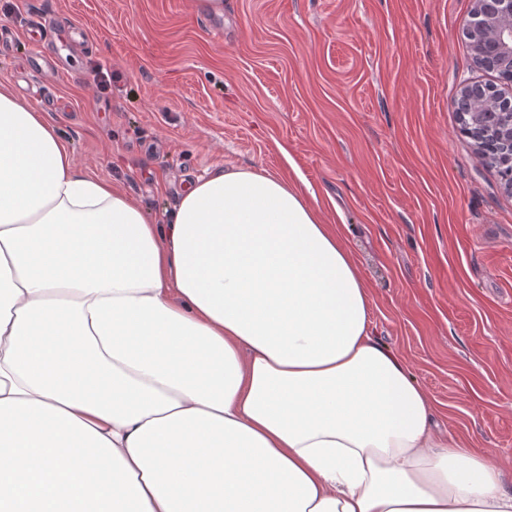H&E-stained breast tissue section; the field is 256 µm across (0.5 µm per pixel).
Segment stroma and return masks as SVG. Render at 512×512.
<instances>
[{"label": "stroma", "instance_id": "obj_1", "mask_svg": "<svg viewBox=\"0 0 512 512\" xmlns=\"http://www.w3.org/2000/svg\"><path fill=\"white\" fill-rule=\"evenodd\" d=\"M473 0H0V83L157 223L218 166L296 183L439 429L512 485V194L459 131ZM53 19L38 36L41 18ZM40 53L50 70L29 75ZM112 71L100 88L98 69Z\"/></svg>", "mask_w": 512, "mask_h": 512}]
</instances>
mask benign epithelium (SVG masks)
<instances>
[{"label":"benign epithelium","mask_w":512,"mask_h":512,"mask_svg":"<svg viewBox=\"0 0 512 512\" xmlns=\"http://www.w3.org/2000/svg\"><path fill=\"white\" fill-rule=\"evenodd\" d=\"M475 8L464 27L471 30L480 27L482 32L474 35V56L487 71L512 70V0H474ZM456 105L460 109L472 110L482 106L486 120L475 124L473 139L481 149H496L501 145L509 150L512 161V98L499 95L489 102L478 88H462Z\"/></svg>","instance_id":"1"}]
</instances>
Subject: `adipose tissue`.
<instances>
[{
    "label": "adipose tissue",
    "mask_w": 512,
    "mask_h": 512,
    "mask_svg": "<svg viewBox=\"0 0 512 512\" xmlns=\"http://www.w3.org/2000/svg\"><path fill=\"white\" fill-rule=\"evenodd\" d=\"M0 512H512L442 435L294 184L196 178L166 223L0 84Z\"/></svg>",
    "instance_id": "obj_1"
}]
</instances>
